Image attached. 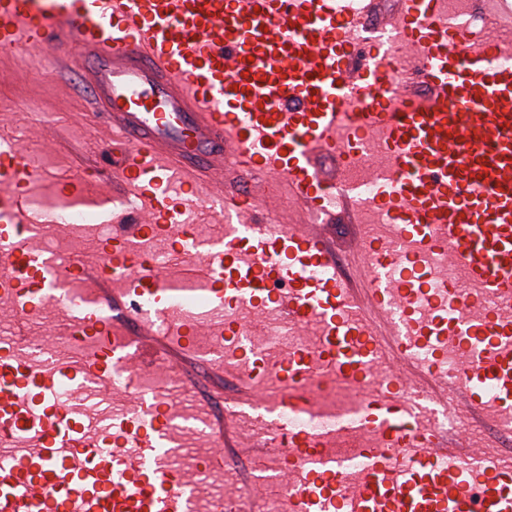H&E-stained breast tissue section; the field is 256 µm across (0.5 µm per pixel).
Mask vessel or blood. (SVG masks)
<instances>
[{"mask_svg":"<svg viewBox=\"0 0 512 512\" xmlns=\"http://www.w3.org/2000/svg\"><path fill=\"white\" fill-rule=\"evenodd\" d=\"M378 3L0 0V53L81 65L120 204L108 235L66 225L93 255L43 247L52 219L20 189L36 171L0 126V512H222L236 459L277 454L288 512H512L497 434L476 453L424 424L512 418V49L450 0H396L375 26ZM483 16L512 32V0ZM367 140L385 147L369 204L343 176ZM282 195L299 223L268 211ZM339 208L390 227L340 254ZM445 252L473 299L437 281ZM50 310L54 341L32 333ZM259 317L314 337L252 354ZM390 363L368 415L307 421L317 387ZM411 379L427 404L403 401ZM342 429L373 448L337 458Z\"/></svg>","mask_w":512,"mask_h":512,"instance_id":"vessel-or-blood-1","label":"vessel or blood"}]
</instances>
